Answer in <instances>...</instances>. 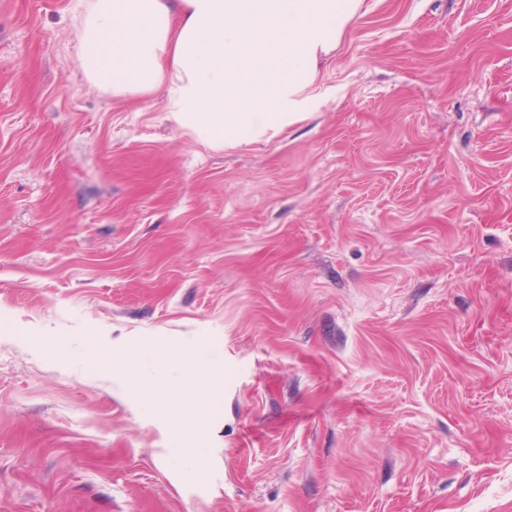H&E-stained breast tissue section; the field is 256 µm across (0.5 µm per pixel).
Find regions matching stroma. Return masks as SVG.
<instances>
[{
  "mask_svg": "<svg viewBox=\"0 0 512 512\" xmlns=\"http://www.w3.org/2000/svg\"><path fill=\"white\" fill-rule=\"evenodd\" d=\"M0 0V512H512V0H364L284 134L215 150ZM210 347L208 475L83 361Z\"/></svg>",
  "mask_w": 512,
  "mask_h": 512,
  "instance_id": "obj_1",
  "label": "stroma"
}]
</instances>
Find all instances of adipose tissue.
<instances>
[{
	"instance_id": "ef3b65f1",
	"label": "adipose tissue",
	"mask_w": 512,
	"mask_h": 512,
	"mask_svg": "<svg viewBox=\"0 0 512 512\" xmlns=\"http://www.w3.org/2000/svg\"><path fill=\"white\" fill-rule=\"evenodd\" d=\"M78 59L116 95L164 91L171 118L214 148L281 134L319 96L318 63L340 44L364 0H80ZM85 359L135 370L137 396L164 424L170 457L206 474L205 419L221 375L204 355L113 347L97 336Z\"/></svg>"
}]
</instances>
